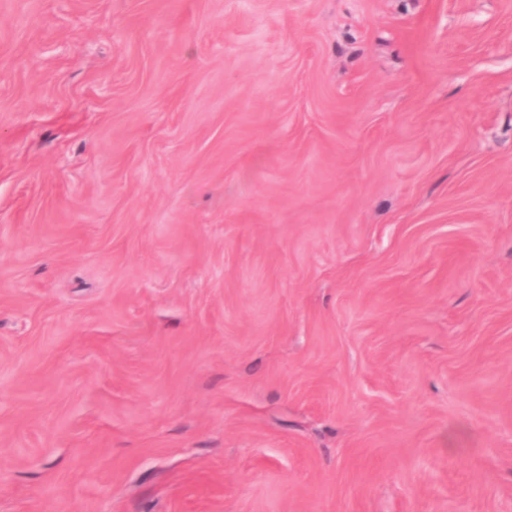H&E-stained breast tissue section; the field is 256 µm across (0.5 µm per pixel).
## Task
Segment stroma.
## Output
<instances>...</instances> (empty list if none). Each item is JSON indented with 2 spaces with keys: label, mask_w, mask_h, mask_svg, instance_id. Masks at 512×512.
I'll list each match as a JSON object with an SVG mask.
<instances>
[{
  "label": "stroma",
  "mask_w": 512,
  "mask_h": 512,
  "mask_svg": "<svg viewBox=\"0 0 512 512\" xmlns=\"http://www.w3.org/2000/svg\"><path fill=\"white\" fill-rule=\"evenodd\" d=\"M0 512H512V0H0Z\"/></svg>",
  "instance_id": "obj_1"
}]
</instances>
